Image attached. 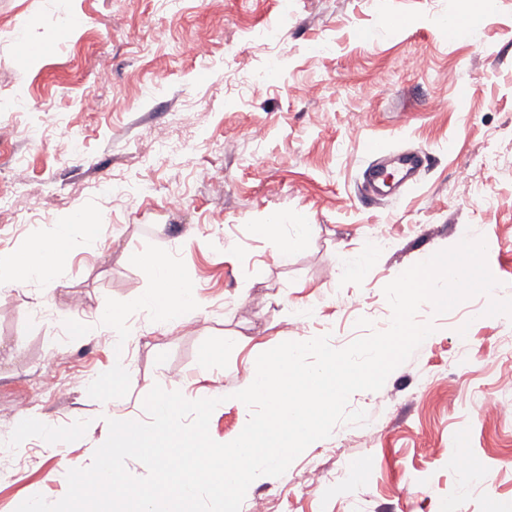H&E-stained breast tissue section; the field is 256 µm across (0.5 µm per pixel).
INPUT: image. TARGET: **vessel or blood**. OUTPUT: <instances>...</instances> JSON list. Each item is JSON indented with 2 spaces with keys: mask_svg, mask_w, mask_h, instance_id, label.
<instances>
[{
  "mask_svg": "<svg viewBox=\"0 0 512 512\" xmlns=\"http://www.w3.org/2000/svg\"><path fill=\"white\" fill-rule=\"evenodd\" d=\"M366 152L372 162L363 172V185L376 198L391 196L395 188L414 182L424 165V156L419 152L398 155L395 166L391 168L377 164V157L385 152L384 146L377 140L367 143Z\"/></svg>",
  "mask_w": 512,
  "mask_h": 512,
  "instance_id": "1",
  "label": "vessel or blood"
}]
</instances>
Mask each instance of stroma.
<instances>
[{"mask_svg": "<svg viewBox=\"0 0 512 512\" xmlns=\"http://www.w3.org/2000/svg\"><path fill=\"white\" fill-rule=\"evenodd\" d=\"M396 15L409 25L394 34ZM450 16L462 28L441 29ZM25 42L41 53L23 56ZM413 54L424 69L404 68ZM371 139L427 157L413 185L378 204L360 194ZM1 195L17 200L0 209L1 255L24 254L72 214L82 222L55 284L0 270V429L11 435L0 512L60 500L108 420H147L157 384L190 400L227 394L209 433L232 441L244 425L232 395L259 354L387 329L384 286L471 235L504 292L442 315L422 305L416 320L433 333L348 403L380 422L377 442L338 424L248 500L269 512H512V425L473 398L499 377L484 352L512 336V0H0ZM272 216L309 227L284 260L283 236L255 231ZM384 226L389 242L375 247ZM361 252V278L340 275V256ZM152 258L195 291L188 325H156L140 308L157 287ZM301 305L310 320L295 317ZM106 309L126 316L123 346ZM87 321L96 331L78 335ZM36 381L48 396L20 407ZM460 455L474 477L452 467ZM313 459L343 480L309 488Z\"/></svg>", "mask_w": 512, "mask_h": 512, "instance_id": "obj_1", "label": "stroma"}]
</instances>
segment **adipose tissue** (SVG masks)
I'll return each instance as SVG.
<instances>
[{
  "label": "adipose tissue",
  "mask_w": 512,
  "mask_h": 512,
  "mask_svg": "<svg viewBox=\"0 0 512 512\" xmlns=\"http://www.w3.org/2000/svg\"><path fill=\"white\" fill-rule=\"evenodd\" d=\"M70 223L55 225L53 235L39 241L32 255L22 260L7 259V266L13 267L28 279L46 284L58 280L57 256L66 245L70 235ZM154 269L164 290L149 295L145 301L149 315L155 322L180 324L200 309L199 300L193 289L184 287L177 273L170 265L155 263Z\"/></svg>",
  "instance_id": "ef3b65f1"
}]
</instances>
